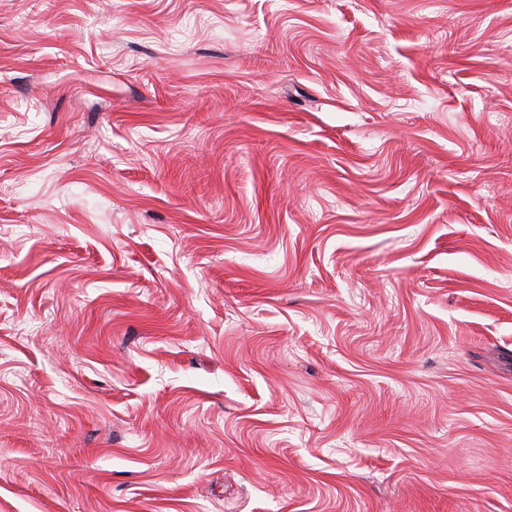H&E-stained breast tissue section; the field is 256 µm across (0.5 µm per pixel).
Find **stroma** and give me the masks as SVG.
<instances>
[{
	"mask_svg": "<svg viewBox=\"0 0 512 512\" xmlns=\"http://www.w3.org/2000/svg\"><path fill=\"white\" fill-rule=\"evenodd\" d=\"M0 512H512V0H0Z\"/></svg>",
	"mask_w": 512,
	"mask_h": 512,
	"instance_id": "35a3bbf8",
	"label": "stroma"
}]
</instances>
